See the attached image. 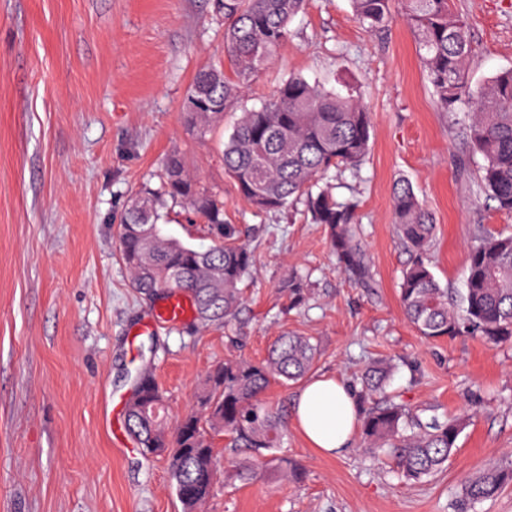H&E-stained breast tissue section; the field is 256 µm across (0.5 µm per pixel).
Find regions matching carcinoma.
<instances>
[{
	"mask_svg": "<svg viewBox=\"0 0 512 512\" xmlns=\"http://www.w3.org/2000/svg\"><path fill=\"white\" fill-rule=\"evenodd\" d=\"M413 28L420 59L444 112L473 106L466 134L482 158L478 188L501 210L512 211V68L472 85L466 68L472 54L468 26L451 0H351L356 19L379 32L395 19V4ZM304 0H214L224 17L225 62L197 72L189 87L186 123L199 137L224 112L239 103L253 77L288 39V24ZM371 118L353 94L310 83L302 76L282 82L260 108L242 112L224 143L225 172L258 212L288 208L304 199L313 223L329 231L340 268L363 287L371 275L365 258L357 204L336 200L319 186L328 173L356 170L366 157ZM157 188L135 194L120 224L122 258L132 287L145 298L182 293L198 320L232 326L244 303L241 285L251 273L253 255L244 244L229 242L224 198L201 188L187 174L178 153L168 155ZM187 205L200 223L210 226L212 243L195 246L163 233L171 204ZM397 235L414 254L400 283V302L410 323L425 338L476 336L490 345L512 343V233L478 230L469 250L465 294L461 302L440 286L427 259L434 221L407 179L393 189ZM292 308L305 304L307 279L294 275L279 285ZM318 344L311 336L283 334L261 361L230 360L208 376L194 409L169 428L164 397L147 370L135 379L137 396L129 401L125 426L148 454L166 458L183 512H198L213 495L222 465L215 438H229L234 451L251 448L250 459H230L232 478L250 483L265 468L275 479L299 484L300 464L273 451L280 447L282 416L265 399L273 382L286 384L315 367ZM390 368L367 367L359 378L363 447L373 460L390 458L409 481L420 483L442 471L468 423L466 415L424 421L385 394ZM512 485V462L492 461L462 488L461 498L474 504Z\"/></svg>",
	"mask_w": 512,
	"mask_h": 512,
	"instance_id": "cac0c4a2",
	"label": "carcinoma"
}]
</instances>
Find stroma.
<instances>
[{
	"instance_id": "35a3bbf8",
	"label": "stroma",
	"mask_w": 512,
	"mask_h": 512,
	"mask_svg": "<svg viewBox=\"0 0 512 512\" xmlns=\"http://www.w3.org/2000/svg\"><path fill=\"white\" fill-rule=\"evenodd\" d=\"M453 7L470 27V82L512 67V0ZM223 55L213 0H0V512H182L165 458L125 428L137 370L152 369L173 423L217 364L262 359L284 332L317 339L316 374L352 383L387 359L407 408L465 412L469 424L446 467L416 485L358 445L324 456L290 425L279 452L302 465L304 482L245 485L223 468L204 512H462L469 477L512 459V344L427 340L408 322L399 286L413 255L396 234L392 187L408 179L432 213V271L460 293L476 228L512 232V213L475 193L471 105L440 110L405 20L375 34L349 0H308L242 107L201 138L183 102L195 74ZM292 75L358 86L372 114L368 156L334 182L337 200L357 203L372 287L337 268L326 227L304 204L255 213L224 170L242 108L261 107ZM174 151L223 197L226 223L254 256L233 341L195 319L140 328L150 308L131 285L118 229ZM293 274L310 287L298 309L279 291Z\"/></svg>"
}]
</instances>
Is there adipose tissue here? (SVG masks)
<instances>
[{
  "label": "adipose tissue",
  "instance_id": "adipose-tissue-1",
  "mask_svg": "<svg viewBox=\"0 0 512 512\" xmlns=\"http://www.w3.org/2000/svg\"><path fill=\"white\" fill-rule=\"evenodd\" d=\"M360 413L357 396L342 379L315 376L297 393L292 423L311 447L340 457L354 446Z\"/></svg>",
  "mask_w": 512,
  "mask_h": 512
}]
</instances>
